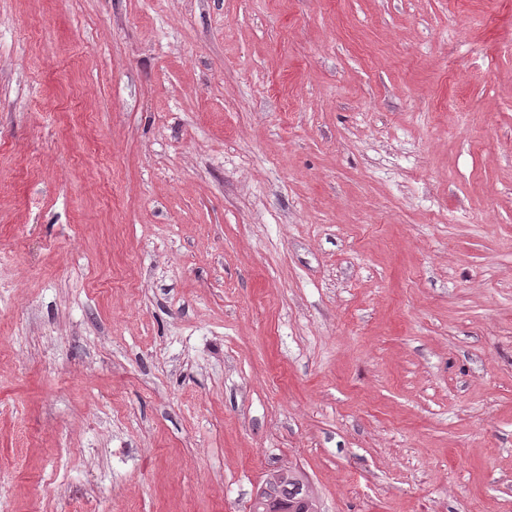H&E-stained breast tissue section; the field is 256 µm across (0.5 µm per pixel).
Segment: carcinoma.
<instances>
[{"instance_id": "obj_1", "label": "carcinoma", "mask_w": 512, "mask_h": 512, "mask_svg": "<svg viewBox=\"0 0 512 512\" xmlns=\"http://www.w3.org/2000/svg\"><path fill=\"white\" fill-rule=\"evenodd\" d=\"M252 512H318L317 499L302 471L284 467L266 475Z\"/></svg>"}]
</instances>
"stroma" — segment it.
Returning <instances> with one entry per match:
<instances>
[{"instance_id": "35a3bbf8", "label": "stroma", "mask_w": 512, "mask_h": 512, "mask_svg": "<svg viewBox=\"0 0 512 512\" xmlns=\"http://www.w3.org/2000/svg\"><path fill=\"white\" fill-rule=\"evenodd\" d=\"M512 512V0H0V512ZM317 499L304 473L284 467L266 475L252 512H318Z\"/></svg>"}]
</instances>
